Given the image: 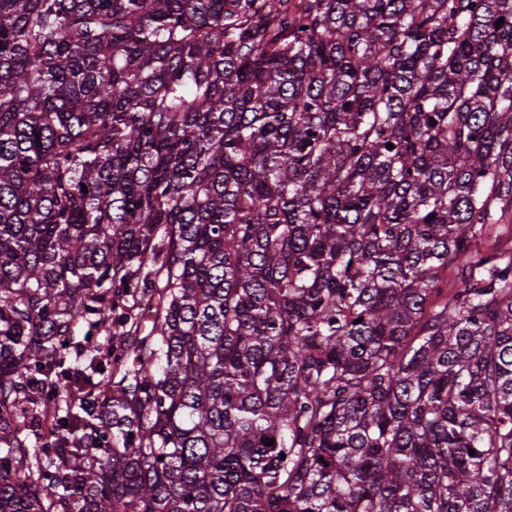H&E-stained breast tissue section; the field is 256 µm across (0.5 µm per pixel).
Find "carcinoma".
<instances>
[{"label":"carcinoma","instance_id":"carcinoma-1","mask_svg":"<svg viewBox=\"0 0 512 512\" xmlns=\"http://www.w3.org/2000/svg\"><path fill=\"white\" fill-rule=\"evenodd\" d=\"M511 218L512 0H0V512H512Z\"/></svg>","mask_w":512,"mask_h":512}]
</instances>
